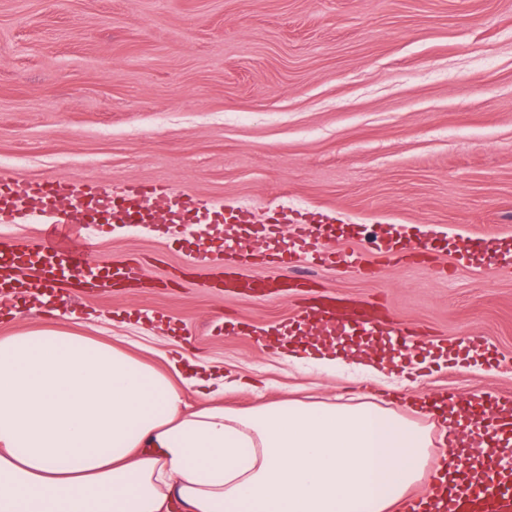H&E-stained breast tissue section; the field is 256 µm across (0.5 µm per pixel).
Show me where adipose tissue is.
<instances>
[{
	"mask_svg": "<svg viewBox=\"0 0 512 512\" xmlns=\"http://www.w3.org/2000/svg\"><path fill=\"white\" fill-rule=\"evenodd\" d=\"M288 362L384 382L385 361ZM201 401L190 407L186 389ZM230 374L139 360L59 324L0 338V512H389L423 485L427 427L370 401L245 410Z\"/></svg>",
	"mask_w": 512,
	"mask_h": 512,
	"instance_id": "1",
	"label": "adipose tissue"
}]
</instances>
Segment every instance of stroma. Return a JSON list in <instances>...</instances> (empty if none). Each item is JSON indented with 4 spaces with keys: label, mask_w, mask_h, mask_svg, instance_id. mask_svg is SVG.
<instances>
[{
    "label": "stroma",
    "mask_w": 512,
    "mask_h": 512,
    "mask_svg": "<svg viewBox=\"0 0 512 512\" xmlns=\"http://www.w3.org/2000/svg\"><path fill=\"white\" fill-rule=\"evenodd\" d=\"M16 175L165 181L247 211L243 236L270 209L319 210L345 250L427 230L431 259L319 269L282 299L172 287L192 237L104 224L83 234L93 258H147L145 285L61 311L136 356L236 370L271 401L301 383L353 404L358 386L288 367L281 322L317 290L379 298L425 335L406 393L512 398V262L456 259L475 237L512 252V0H0V179Z\"/></svg>",
    "instance_id": "35a3bbf8"
}]
</instances>
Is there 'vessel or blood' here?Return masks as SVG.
<instances>
[{"mask_svg": "<svg viewBox=\"0 0 512 512\" xmlns=\"http://www.w3.org/2000/svg\"><path fill=\"white\" fill-rule=\"evenodd\" d=\"M104 202L112 207V222L148 224L161 219L166 224H234L240 217L208 205L196 195L171 188L164 183L152 186L125 185L103 187L88 182L62 184L51 179L34 180L11 177L0 181V223L28 224L42 216L52 224L64 225L62 234L37 243L12 237H0V297L27 298L35 284L51 290L53 302L72 300L75 293L88 297L111 296L115 287H139L145 281V264L138 259L92 262L90 245L74 230L84 206ZM331 217L324 213L288 219L273 213L261 227L267 244L266 264L280 271L301 266L354 267L366 272L370 257L361 252H342L329 246ZM427 239L395 236L378 240L373 255L390 261H404L433 250ZM482 255L494 263L497 255L491 241H467L457 252L465 261ZM253 254L249 243L217 235L209 244L197 245L188 263L194 276L204 282L223 281L229 292L253 290L252 277L241 274ZM376 302H363L325 293L304 302L289 318L296 325L324 336H339L346 329L371 334L396 331ZM464 414L473 415L477 424L494 427L500 421L502 405L489 400L480 412H473L471 402L460 405ZM444 512H512V471L504 468L475 471L461 468L456 480L448 485L443 497Z\"/></svg>", "mask_w": 512, "mask_h": 512, "instance_id": "vessel-or-blood-1", "label": "vessel or blood"}]
</instances>
